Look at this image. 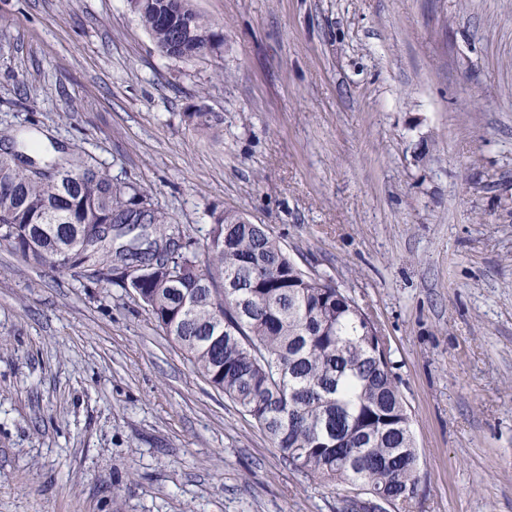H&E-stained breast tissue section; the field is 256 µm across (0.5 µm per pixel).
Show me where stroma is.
<instances>
[{
    "label": "stroma",
    "mask_w": 512,
    "mask_h": 512,
    "mask_svg": "<svg viewBox=\"0 0 512 512\" xmlns=\"http://www.w3.org/2000/svg\"><path fill=\"white\" fill-rule=\"evenodd\" d=\"M186 64L128 0H0V153L79 148L205 245L272 235L378 324L410 512H512V0H193ZM202 106L207 133L184 112ZM123 289L0 246V512H340Z\"/></svg>",
    "instance_id": "stroma-1"
}]
</instances>
